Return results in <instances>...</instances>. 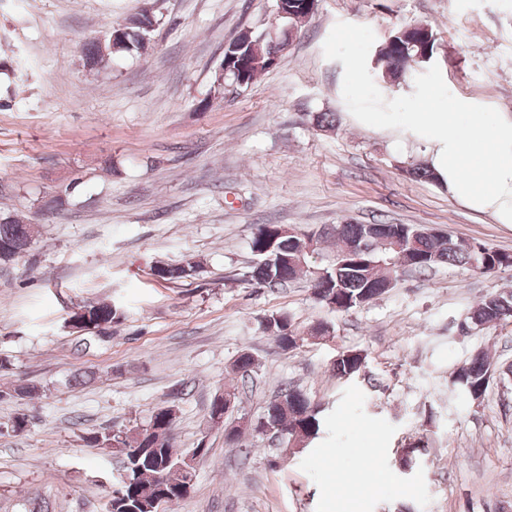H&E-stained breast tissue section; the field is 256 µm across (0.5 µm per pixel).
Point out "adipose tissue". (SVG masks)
Returning a JSON list of instances; mask_svg holds the SVG:
<instances>
[{
	"mask_svg": "<svg viewBox=\"0 0 512 512\" xmlns=\"http://www.w3.org/2000/svg\"><path fill=\"white\" fill-rule=\"evenodd\" d=\"M354 119L416 141L450 198L512 226V114L479 112L472 100L452 95L443 112L426 103L412 112H358Z\"/></svg>",
	"mask_w": 512,
	"mask_h": 512,
	"instance_id": "obj_1",
	"label": "adipose tissue"
}]
</instances>
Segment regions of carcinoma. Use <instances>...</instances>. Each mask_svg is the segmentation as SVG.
<instances>
[{
	"mask_svg": "<svg viewBox=\"0 0 512 512\" xmlns=\"http://www.w3.org/2000/svg\"><path fill=\"white\" fill-rule=\"evenodd\" d=\"M151 16L143 14L123 25L125 39L112 47V52H133L146 48V38L153 30ZM436 39L428 28L407 25L394 30L375 57V68L383 76L397 83L411 81L418 67L425 64L420 56L435 54ZM266 46L260 45L237 52L233 62L237 78L249 86L261 74L269 71L266 64ZM368 225L335 224L324 233L333 240L336 251L328 263L319 267L321 276L311 271V253L318 251L321 238L309 234H282L277 224H259L251 241L250 250L258 259L252 267L249 282L256 288H279L300 279L309 284L313 298L320 304L341 313H350L365 306L391 290V281L399 272L408 270L426 274L450 265L493 275L512 268V253L488 248L480 243L431 234L417 224H389L377 220L373 229L396 238L395 246L382 247L369 236ZM33 230L16 218L0 220V242L10 245L8 255L0 258L7 263L24 255L31 246ZM200 264L188 261L182 265H157L152 269L158 280L172 281L193 278ZM512 317V290H503L484 296L471 307L462 329L489 328ZM125 319L124 308L117 303L88 302L70 314L68 323L83 321L80 329L89 337L84 347L91 348L101 339V325L115 324ZM262 329L283 350L298 346V332L290 317L273 313L263 318ZM256 360L249 352L241 353L232 365V371L245 379L254 372ZM367 354L362 350H343L336 355L333 372L338 379L352 380L366 375ZM512 373V364L503 366L485 351H477L459 367L451 383L467 392L472 400H480L496 375ZM169 406L156 407L148 422L125 429L123 440L125 476L106 504V512H143L161 499L167 505L186 497L182 492L187 475L185 458L174 450L172 430L168 419ZM260 419L278 435L280 444L306 448L322 431L321 406L296 386L280 390L265 405Z\"/></svg>",
	"mask_w": 512,
	"mask_h": 512,
	"instance_id": "1",
	"label": "carcinoma"
}]
</instances>
